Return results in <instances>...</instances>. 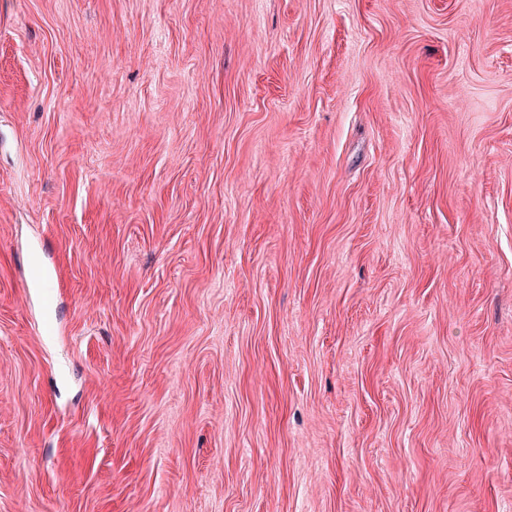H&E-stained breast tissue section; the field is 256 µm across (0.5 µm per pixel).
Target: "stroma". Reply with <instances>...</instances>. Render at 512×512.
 <instances>
[{
	"label": "stroma",
	"instance_id": "obj_1",
	"mask_svg": "<svg viewBox=\"0 0 512 512\" xmlns=\"http://www.w3.org/2000/svg\"><path fill=\"white\" fill-rule=\"evenodd\" d=\"M0 512H512V0H0Z\"/></svg>",
	"mask_w": 512,
	"mask_h": 512
}]
</instances>
